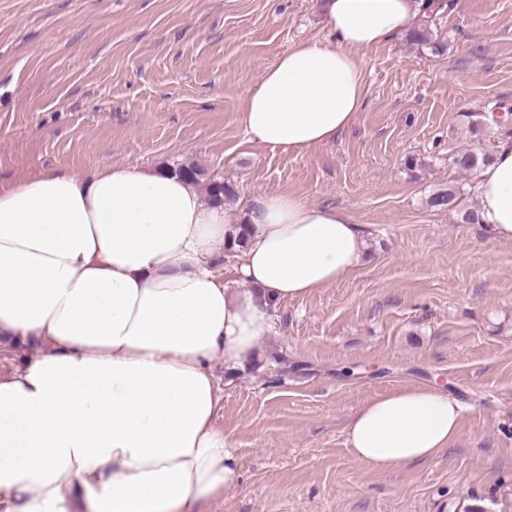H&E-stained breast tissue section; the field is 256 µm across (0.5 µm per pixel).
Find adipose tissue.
<instances>
[{
    "label": "adipose tissue",
    "mask_w": 512,
    "mask_h": 512,
    "mask_svg": "<svg viewBox=\"0 0 512 512\" xmlns=\"http://www.w3.org/2000/svg\"><path fill=\"white\" fill-rule=\"evenodd\" d=\"M443 0H323L328 42L295 44L248 91L256 141L333 142L363 105L355 50L413 30ZM476 221L512 241V139L477 174ZM234 256L238 287L210 261L239 234L226 205L167 170L55 169L0 183V348L45 343L0 376V512H203L237 485L212 372L254 363L277 302L356 270L366 230L284 192L255 197ZM462 406L431 386L361 405L353 455L393 472L437 458Z\"/></svg>",
    "instance_id": "ef3b65f1"
}]
</instances>
